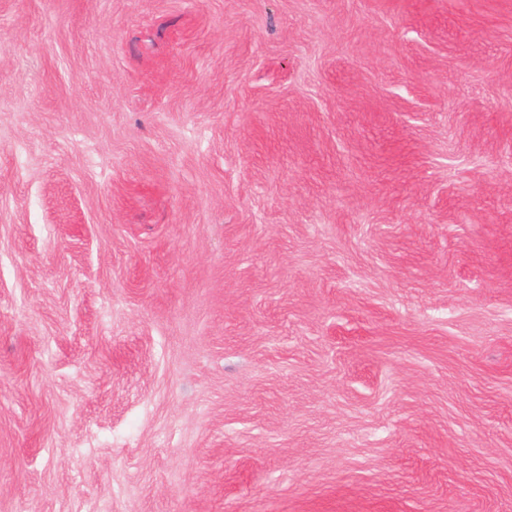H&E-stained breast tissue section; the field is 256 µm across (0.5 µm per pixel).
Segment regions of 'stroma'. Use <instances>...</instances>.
<instances>
[{
    "mask_svg": "<svg viewBox=\"0 0 512 512\" xmlns=\"http://www.w3.org/2000/svg\"><path fill=\"white\" fill-rule=\"evenodd\" d=\"M0 512H512V0H0Z\"/></svg>",
    "mask_w": 512,
    "mask_h": 512,
    "instance_id": "35a3bbf8",
    "label": "stroma"
}]
</instances>
